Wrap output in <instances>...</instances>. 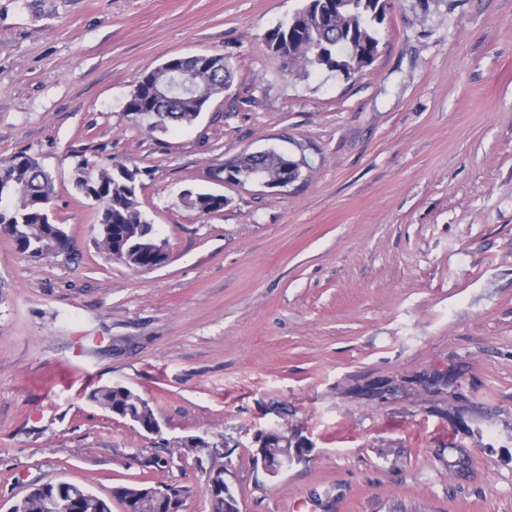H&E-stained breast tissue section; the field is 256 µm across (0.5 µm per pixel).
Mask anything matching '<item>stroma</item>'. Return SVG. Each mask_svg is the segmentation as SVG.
<instances>
[{
  "instance_id": "stroma-1",
  "label": "stroma",
  "mask_w": 512,
  "mask_h": 512,
  "mask_svg": "<svg viewBox=\"0 0 512 512\" xmlns=\"http://www.w3.org/2000/svg\"><path fill=\"white\" fill-rule=\"evenodd\" d=\"M302 4L0 0V162L37 158L69 237L36 257L0 234V512L57 480L177 483L209 512L212 470L241 512H512V0H386L351 78L267 51ZM197 53L235 68L197 120L126 115ZM270 149L306 158L298 181L225 182ZM84 159L142 168L162 266L98 247ZM113 384L159 432L90 400ZM282 425L307 453L272 477L257 437Z\"/></svg>"
}]
</instances>
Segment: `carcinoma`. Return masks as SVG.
I'll return each mask as SVG.
<instances>
[{"instance_id": "obj_1", "label": "carcinoma", "mask_w": 512, "mask_h": 512, "mask_svg": "<svg viewBox=\"0 0 512 512\" xmlns=\"http://www.w3.org/2000/svg\"><path fill=\"white\" fill-rule=\"evenodd\" d=\"M378 0H349L342 12H337L335 0H304L293 16V21L271 29L265 46L271 55L279 57L282 50L292 47L288 68L306 71L310 68L341 69L350 74L355 65L347 52L346 41L353 39L366 54L378 50L379 40L372 17ZM208 64L194 71L191 86L173 100L151 95L148 78L143 76L128 97L124 112L135 119L149 120V126L165 130L171 125L194 121L213 95L227 89L232 83L233 69L222 55H206ZM305 158L295 159L276 151L258 156L249 153L231 161V176L241 181L252 172L264 168L269 172H287L298 179ZM94 166L83 160L74 174V187L88 198L99 202L97 223L99 247L106 253L135 270H146L167 260L164 244L158 241L154 225L142 211L137 197L138 167L130 168L115 163L101 167L92 174ZM54 187L50 174L33 156L19 152L5 165H0V205L11 207L0 215V234L7 236L23 252L35 256H59L67 251V239L58 236L52 218ZM90 399L109 413L129 420L144 431L154 433L159 424L149 402L123 385H107L94 389ZM259 447L272 452L255 456V462H264L263 468L275 476L280 472L278 461L285 455L303 457L302 444H293L288 429L280 428L263 433ZM167 488L169 484L119 485L112 488V498L131 512H158L152 488ZM73 502L72 512H112L109 502L81 486L64 482L49 483L45 491L33 493L21 505L22 512H61L60 506Z\"/></svg>"}]
</instances>
